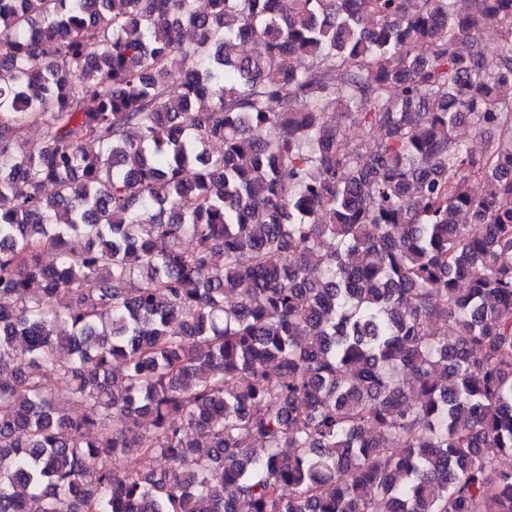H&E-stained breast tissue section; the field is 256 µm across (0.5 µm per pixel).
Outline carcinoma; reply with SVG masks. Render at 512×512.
<instances>
[{
  "label": "carcinoma",
  "instance_id": "1",
  "mask_svg": "<svg viewBox=\"0 0 512 512\" xmlns=\"http://www.w3.org/2000/svg\"><path fill=\"white\" fill-rule=\"evenodd\" d=\"M194 2L0 0V512H512V0ZM325 112H330V117L336 118L339 124L346 127L349 138L360 145L364 153L373 151L378 143V134L369 129L354 127L343 115V109L334 101L325 104ZM454 135L458 141L466 144L476 152L484 151L486 141L490 139V137L491 139L495 137L493 132H485L482 129L475 130V128L468 123L459 125L456 128Z\"/></svg>",
  "mask_w": 512,
  "mask_h": 512
}]
</instances>
